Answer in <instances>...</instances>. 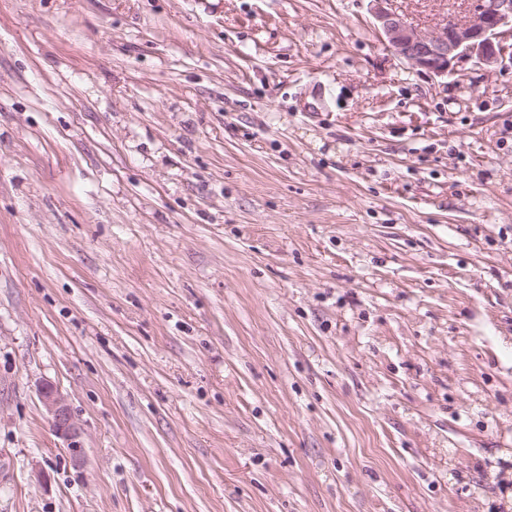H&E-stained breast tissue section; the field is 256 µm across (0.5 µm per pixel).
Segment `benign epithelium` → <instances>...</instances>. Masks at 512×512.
<instances>
[{"instance_id": "benign-epithelium-1", "label": "benign epithelium", "mask_w": 512, "mask_h": 512, "mask_svg": "<svg viewBox=\"0 0 512 512\" xmlns=\"http://www.w3.org/2000/svg\"><path fill=\"white\" fill-rule=\"evenodd\" d=\"M369 2L370 12L389 50L411 66L437 77L448 75L463 60L491 66L504 53L506 42L512 40V0H482L469 20L450 22L430 34L418 32L389 9V0ZM40 397L55 432L70 441L73 458L80 461L79 428L66 399L47 386L41 388Z\"/></svg>"}]
</instances>
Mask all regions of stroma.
Wrapping results in <instances>:
<instances>
[{
    "mask_svg": "<svg viewBox=\"0 0 512 512\" xmlns=\"http://www.w3.org/2000/svg\"><path fill=\"white\" fill-rule=\"evenodd\" d=\"M0 512H512V53L434 76L368 0H0ZM40 397L51 416L55 432L62 438L70 441L72 455L75 461L81 459V448H78L77 438L79 428L74 420L66 399L56 390L44 386L40 390Z\"/></svg>",
    "mask_w": 512,
    "mask_h": 512,
    "instance_id": "obj_1",
    "label": "stroma"
}]
</instances>
